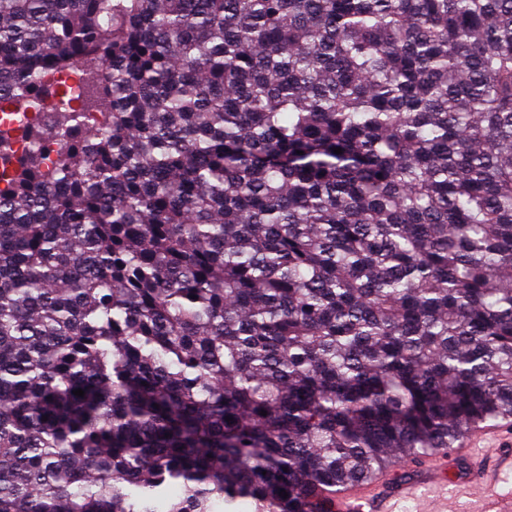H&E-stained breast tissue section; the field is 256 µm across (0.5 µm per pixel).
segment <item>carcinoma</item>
<instances>
[{
    "mask_svg": "<svg viewBox=\"0 0 512 512\" xmlns=\"http://www.w3.org/2000/svg\"><path fill=\"white\" fill-rule=\"evenodd\" d=\"M13 104L0 512H315L512 417V0H0Z\"/></svg>",
    "mask_w": 512,
    "mask_h": 512,
    "instance_id": "carcinoma-1",
    "label": "carcinoma"
}]
</instances>
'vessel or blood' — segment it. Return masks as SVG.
<instances>
[{"instance_id": "vessel-or-blood-1", "label": "vessel or blood", "mask_w": 512, "mask_h": 512, "mask_svg": "<svg viewBox=\"0 0 512 512\" xmlns=\"http://www.w3.org/2000/svg\"><path fill=\"white\" fill-rule=\"evenodd\" d=\"M494 433V428H482L465 437L458 447L425 459L419 468L391 475L389 488L379 499H372L367 485L355 484L328 496L320 506L323 512H400L401 505L412 502L419 512H446L449 485L482 478L476 471L457 473V460L481 453Z\"/></svg>"}]
</instances>
